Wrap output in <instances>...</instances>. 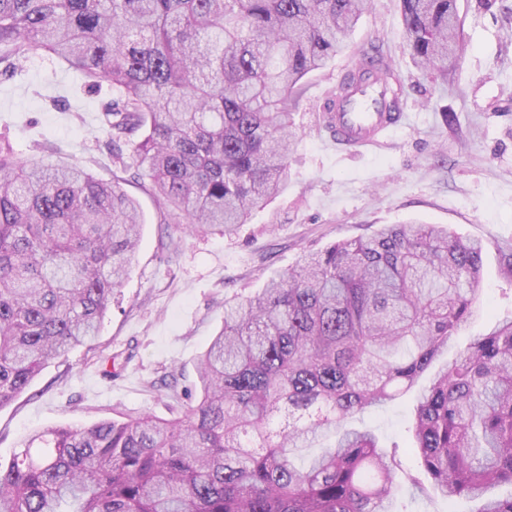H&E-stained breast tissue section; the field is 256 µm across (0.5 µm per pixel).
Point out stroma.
<instances>
[{"instance_id":"stroma-1","label":"stroma","mask_w":512,"mask_h":512,"mask_svg":"<svg viewBox=\"0 0 512 512\" xmlns=\"http://www.w3.org/2000/svg\"><path fill=\"white\" fill-rule=\"evenodd\" d=\"M458 10L467 49L445 83L415 67L399 0H372L347 49L303 81L287 185L231 236L189 228L163 211L147 182L122 179L105 133L109 83L88 89L81 73L44 52L0 74V143L21 158L40 154L104 181L120 179L143 219L135 260L93 344L53 360L0 408V461L50 427L170 417L197 385V361L224 323L225 301L254 294L306 253L386 225L415 219L483 242L484 309L459 341L511 313L512 276L500 253L512 244V15L501 0H458ZM372 38L382 42L413 120L390 146L341 161L317 122L319 99L335 92ZM412 410L407 396L348 425L399 444L403 468L416 475Z\"/></svg>"}]
</instances>
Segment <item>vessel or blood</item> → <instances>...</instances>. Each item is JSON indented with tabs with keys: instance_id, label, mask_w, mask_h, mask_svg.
Segmentation results:
<instances>
[{
	"instance_id": "obj_1",
	"label": "vessel or blood",
	"mask_w": 512,
	"mask_h": 512,
	"mask_svg": "<svg viewBox=\"0 0 512 512\" xmlns=\"http://www.w3.org/2000/svg\"><path fill=\"white\" fill-rule=\"evenodd\" d=\"M325 119L337 147L363 152L389 145L396 128L408 123L410 115L401 88L385 90L368 76L338 86Z\"/></svg>"
}]
</instances>
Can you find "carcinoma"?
<instances>
[{
    "instance_id": "obj_1",
    "label": "carcinoma",
    "mask_w": 512,
    "mask_h": 512,
    "mask_svg": "<svg viewBox=\"0 0 512 512\" xmlns=\"http://www.w3.org/2000/svg\"><path fill=\"white\" fill-rule=\"evenodd\" d=\"M372 0H0V66L40 51L107 81L112 143L166 208L230 233L288 180L303 79ZM407 47L448 76L456 0H400ZM379 79L395 74L365 53ZM141 235L136 201L76 166L0 149V407L96 336ZM483 247L392 224L224 304L183 415L52 427L0 464V512H411L417 478L357 413L413 393L419 467L444 500L512 512V316L422 376L481 310ZM319 452L305 469L293 458Z\"/></svg>"
}]
</instances>
